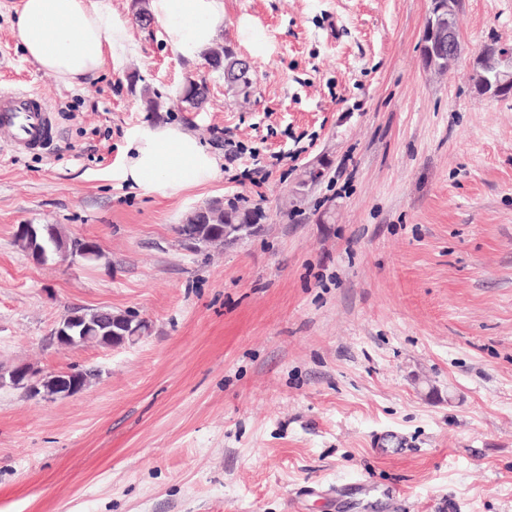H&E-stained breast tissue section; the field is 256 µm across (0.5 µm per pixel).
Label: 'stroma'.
<instances>
[{
	"label": "stroma",
	"mask_w": 512,
	"mask_h": 512,
	"mask_svg": "<svg viewBox=\"0 0 512 512\" xmlns=\"http://www.w3.org/2000/svg\"><path fill=\"white\" fill-rule=\"evenodd\" d=\"M109 2L133 51L70 89L26 59L20 0H0V86L44 96L58 130L49 151H0V371L93 373L69 397L0 387V512H512V97L472 81L486 48L512 47V0H460L444 77L421 62L430 0H224L246 98L173 54L137 0ZM189 79L201 111H147L143 86L173 103ZM164 124L213 153L210 180L118 179L129 134ZM228 139L245 158L228 163ZM237 197L264 211L257 236L181 243L196 208ZM20 224L101 256L36 263ZM74 308L148 329L63 348ZM387 430L405 447L373 448Z\"/></svg>",
	"instance_id": "1"
}]
</instances>
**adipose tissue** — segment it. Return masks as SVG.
<instances>
[{
    "label": "adipose tissue",
    "mask_w": 512,
    "mask_h": 512,
    "mask_svg": "<svg viewBox=\"0 0 512 512\" xmlns=\"http://www.w3.org/2000/svg\"><path fill=\"white\" fill-rule=\"evenodd\" d=\"M150 12L174 54L189 62L224 29V0H150ZM128 30L108 0H21L13 26L25 55L71 87L94 78L105 62L120 64L131 50ZM127 151L120 178L162 194L202 184L217 167L195 136L174 125L135 130Z\"/></svg>",
    "instance_id": "1"
}]
</instances>
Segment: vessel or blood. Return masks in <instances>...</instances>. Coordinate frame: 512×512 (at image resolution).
<instances>
[{"label":"vessel or blood","mask_w":512,"mask_h":512,"mask_svg":"<svg viewBox=\"0 0 512 512\" xmlns=\"http://www.w3.org/2000/svg\"><path fill=\"white\" fill-rule=\"evenodd\" d=\"M57 130L49 101L24 90H0V144L21 154L48 148Z\"/></svg>","instance_id":"obj_1"}]
</instances>
